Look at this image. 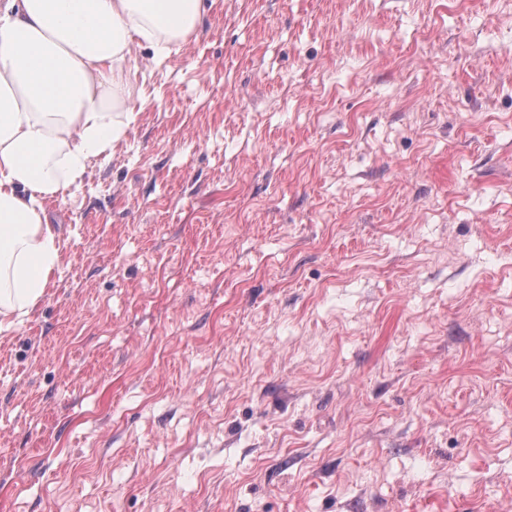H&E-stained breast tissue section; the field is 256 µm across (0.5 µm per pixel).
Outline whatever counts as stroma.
Masks as SVG:
<instances>
[{
    "label": "stroma",
    "instance_id": "obj_1",
    "mask_svg": "<svg viewBox=\"0 0 512 512\" xmlns=\"http://www.w3.org/2000/svg\"><path fill=\"white\" fill-rule=\"evenodd\" d=\"M0 330V512H512V0H206Z\"/></svg>",
    "mask_w": 512,
    "mask_h": 512
}]
</instances>
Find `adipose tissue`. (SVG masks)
<instances>
[{
	"label": "adipose tissue",
	"instance_id": "obj_1",
	"mask_svg": "<svg viewBox=\"0 0 512 512\" xmlns=\"http://www.w3.org/2000/svg\"><path fill=\"white\" fill-rule=\"evenodd\" d=\"M204 0H0V328L45 297L62 256L50 200L124 140L153 59L197 32Z\"/></svg>",
	"mask_w": 512,
	"mask_h": 512
}]
</instances>
